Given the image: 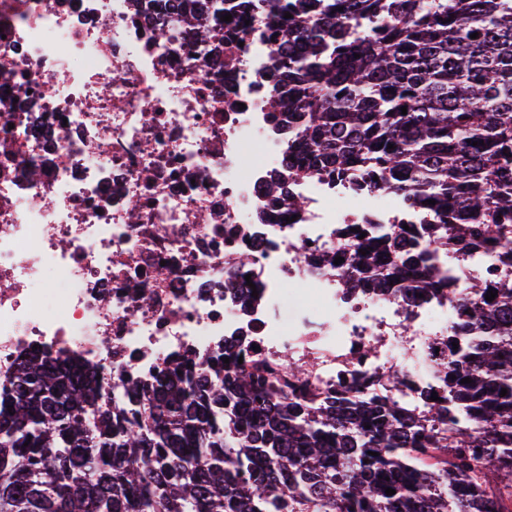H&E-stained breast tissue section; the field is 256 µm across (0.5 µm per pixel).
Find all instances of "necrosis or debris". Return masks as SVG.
<instances>
[{
    "label": "necrosis or debris",
    "instance_id": "necrosis-or-debris-1",
    "mask_svg": "<svg viewBox=\"0 0 512 512\" xmlns=\"http://www.w3.org/2000/svg\"><path fill=\"white\" fill-rule=\"evenodd\" d=\"M264 9L219 23L209 0H0V388L21 358L58 356L123 407L128 381L228 356L303 367L293 394L346 408L423 421L447 399L434 365L471 334L455 294L511 283L512 262L428 234L442 290L341 288L346 225L372 238L433 216L365 172L299 167Z\"/></svg>",
    "mask_w": 512,
    "mask_h": 512
}]
</instances>
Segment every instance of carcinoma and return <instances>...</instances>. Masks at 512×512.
I'll list each match as a JSON object with an SVG mask.
<instances>
[{"label":"carcinoma","mask_w":512,"mask_h":512,"mask_svg":"<svg viewBox=\"0 0 512 512\" xmlns=\"http://www.w3.org/2000/svg\"><path fill=\"white\" fill-rule=\"evenodd\" d=\"M321 2L314 21L271 4L301 44L282 79L288 106L309 107L307 166L399 178L436 201L464 251L512 241V0ZM366 250L348 258L344 287L382 290L425 262L396 231ZM439 278L426 265L418 287ZM459 299L488 336L473 365L448 337L451 405L429 419L466 427L451 435L383 401L303 410L272 393L299 367L165 372L127 387L126 413L51 361H25L0 398L12 407L0 412V512H284L286 495L301 512H512V283L475 282Z\"/></svg>","instance_id":"cac0c4a2"}]
</instances>
